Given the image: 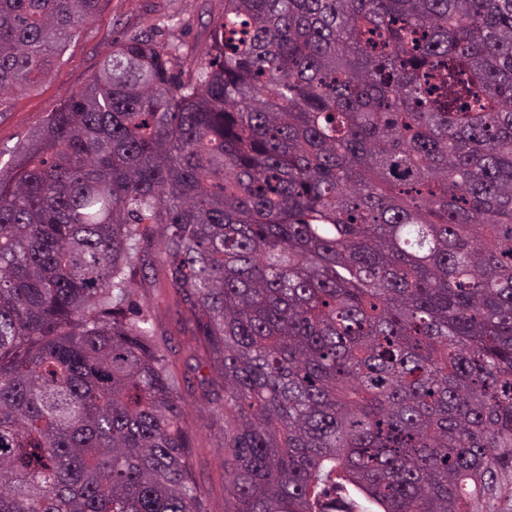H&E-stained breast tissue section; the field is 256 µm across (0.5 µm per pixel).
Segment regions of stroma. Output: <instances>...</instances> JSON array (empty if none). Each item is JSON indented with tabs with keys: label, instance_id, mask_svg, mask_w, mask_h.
Masks as SVG:
<instances>
[{
	"label": "stroma",
	"instance_id": "stroma-1",
	"mask_svg": "<svg viewBox=\"0 0 512 512\" xmlns=\"http://www.w3.org/2000/svg\"><path fill=\"white\" fill-rule=\"evenodd\" d=\"M224 13V0H108L98 18L87 23L63 51L48 76L32 88L0 100V169H9L49 112L54 111L98 70L113 39L127 30L151 31L177 45L185 68H194L212 26ZM135 292L148 311L185 407L184 426L192 438L190 464L203 512H224V419L202 383L196 366L205 356L195 326L186 320L162 266L137 277Z\"/></svg>",
	"mask_w": 512,
	"mask_h": 512
}]
</instances>
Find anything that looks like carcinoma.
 <instances>
[{
    "instance_id": "carcinoma-1",
    "label": "carcinoma",
    "mask_w": 512,
    "mask_h": 512,
    "mask_svg": "<svg viewBox=\"0 0 512 512\" xmlns=\"http://www.w3.org/2000/svg\"><path fill=\"white\" fill-rule=\"evenodd\" d=\"M107 0H0V99ZM224 392V512H512V0H224L0 170V512H202L134 281Z\"/></svg>"
}]
</instances>
